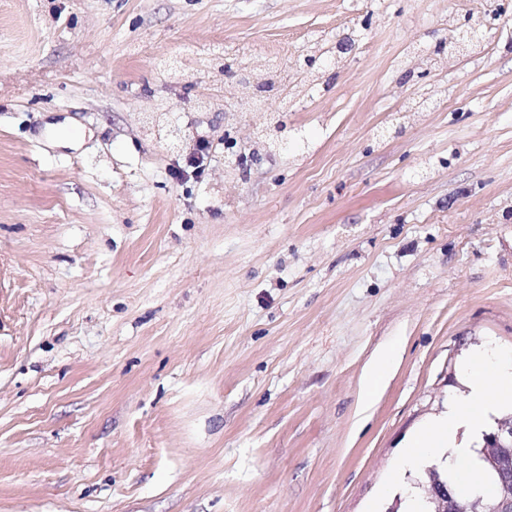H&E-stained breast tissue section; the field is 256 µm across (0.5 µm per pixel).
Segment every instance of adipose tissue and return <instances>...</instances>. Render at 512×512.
I'll return each mask as SVG.
<instances>
[{"instance_id": "adipose-tissue-1", "label": "adipose tissue", "mask_w": 512, "mask_h": 512, "mask_svg": "<svg viewBox=\"0 0 512 512\" xmlns=\"http://www.w3.org/2000/svg\"><path fill=\"white\" fill-rule=\"evenodd\" d=\"M469 394L463 402L434 419L406 443L404 464L418 467L442 448L454 445L460 429L481 432L489 415L512 406V351L494 347L477 351L466 365ZM447 474L466 493L487 494L491 482L470 448L456 447Z\"/></svg>"}]
</instances>
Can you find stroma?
<instances>
[{
  "instance_id": "obj_1",
  "label": "stroma",
  "mask_w": 512,
  "mask_h": 512,
  "mask_svg": "<svg viewBox=\"0 0 512 512\" xmlns=\"http://www.w3.org/2000/svg\"><path fill=\"white\" fill-rule=\"evenodd\" d=\"M478 8L0 0V512H402L423 492L404 441L466 396L475 349H512V24L413 78L399 62ZM347 27L343 64L303 84ZM271 64L288 97L232 118L237 72ZM162 111L180 148L147 129ZM275 114L278 149L257 134ZM66 120L77 147L46 137ZM200 138L203 174L174 178ZM395 359V347H391L382 357H380L369 369L365 376L364 398L366 404L371 402L382 385L387 373L389 372Z\"/></svg>"
}]
</instances>
